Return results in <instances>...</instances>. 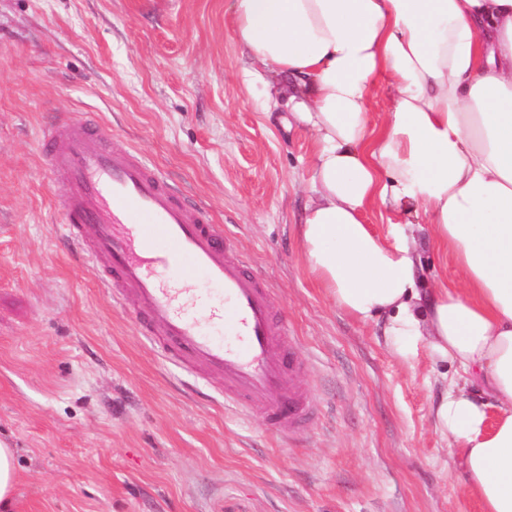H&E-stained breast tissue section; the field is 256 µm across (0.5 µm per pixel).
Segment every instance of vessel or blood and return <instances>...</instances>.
<instances>
[{
  "mask_svg": "<svg viewBox=\"0 0 512 512\" xmlns=\"http://www.w3.org/2000/svg\"><path fill=\"white\" fill-rule=\"evenodd\" d=\"M39 151L64 184L70 239L115 303H135L164 358L222 377L225 396L276 431L309 428L292 329L207 207L116 148L91 115H59Z\"/></svg>",
  "mask_w": 512,
  "mask_h": 512,
  "instance_id": "1",
  "label": "vessel or blood"
}]
</instances>
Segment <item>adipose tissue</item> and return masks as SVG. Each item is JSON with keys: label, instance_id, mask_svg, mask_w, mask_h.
Masks as SVG:
<instances>
[{"label": "adipose tissue", "instance_id": "obj_1", "mask_svg": "<svg viewBox=\"0 0 512 512\" xmlns=\"http://www.w3.org/2000/svg\"><path fill=\"white\" fill-rule=\"evenodd\" d=\"M247 88L316 151L301 236L337 306L457 377L434 408L483 512H512V0H231ZM393 103L381 124L377 86ZM405 218L395 242L365 222ZM462 287L424 288L421 253ZM388 218L393 223L402 221L400 216L384 209H373L366 214V222L371 224L372 229L382 237H387L390 242H393V237L390 235L392 227L389 224ZM425 262L432 285L456 283L461 285V277L453 260L442 251L430 250L425 254Z\"/></svg>", "mask_w": 512, "mask_h": 512}]
</instances>
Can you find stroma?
I'll return each instance as SVG.
<instances>
[{"mask_svg": "<svg viewBox=\"0 0 512 512\" xmlns=\"http://www.w3.org/2000/svg\"><path fill=\"white\" fill-rule=\"evenodd\" d=\"M227 0H0V439L13 512H482L436 433L445 381L338 308L302 259L314 143L248 90ZM223 224L294 328L313 424L278 433L167 362L66 245L52 112ZM16 484V448L0 440V504H7Z\"/></svg>", "mask_w": 512, "mask_h": 512, "instance_id": "1", "label": "stroma"}]
</instances>
